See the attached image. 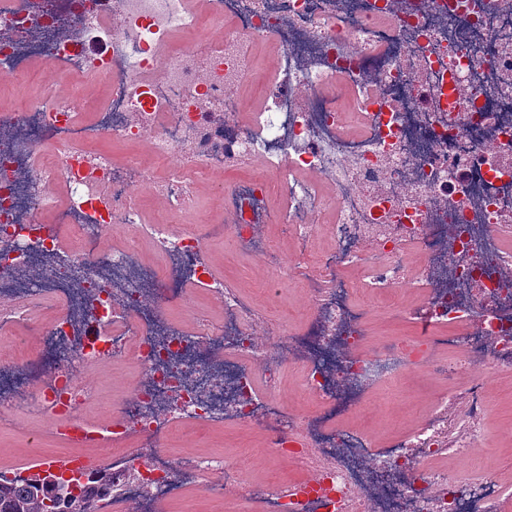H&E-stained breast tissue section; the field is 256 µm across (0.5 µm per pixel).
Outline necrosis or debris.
<instances>
[{"instance_id": "4bbe7bcc", "label": "necrosis or debris", "mask_w": 512, "mask_h": 512, "mask_svg": "<svg viewBox=\"0 0 512 512\" xmlns=\"http://www.w3.org/2000/svg\"><path fill=\"white\" fill-rule=\"evenodd\" d=\"M272 39L245 95L252 48ZM57 64L106 94L0 109V335L34 342L0 354V416L58 425L74 497L162 512L193 484L242 494L223 455L166 449L183 424L233 422L304 473L267 483L261 512H512L511 459L464 473L490 451L486 391L512 369V0H0V83ZM102 140L148 153L121 162L94 151ZM249 165L246 184L218 189L232 222L200 216L210 175ZM274 196L286 207L270 211ZM327 214L330 243L312 251ZM269 222L308 266L295 331L204 259L228 236L278 263ZM115 225L127 235L110 247ZM194 287L223 309L189 329L171 311ZM390 290L421 291L390 306L419 333L375 342L354 297ZM35 301L60 308L37 318ZM127 359L132 386L90 427L82 371ZM287 366L305 412L280 396ZM418 370L436 390L413 428L379 446L349 425Z\"/></svg>"}]
</instances>
